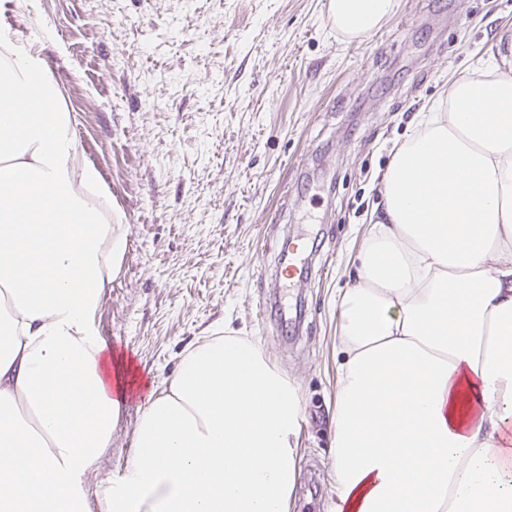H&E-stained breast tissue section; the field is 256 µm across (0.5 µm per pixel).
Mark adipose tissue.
I'll use <instances>...</instances> for the list:
<instances>
[{
	"label": "adipose tissue",
	"mask_w": 512,
	"mask_h": 512,
	"mask_svg": "<svg viewBox=\"0 0 512 512\" xmlns=\"http://www.w3.org/2000/svg\"><path fill=\"white\" fill-rule=\"evenodd\" d=\"M396 0H329L337 34ZM33 85L46 112H18ZM61 90L0 40V512H83L137 383L95 328L125 235L86 194ZM338 306L333 512H512V32L454 80L379 177ZM304 407L262 348L206 336L141 408L99 512H287Z\"/></svg>",
	"instance_id": "1"
}]
</instances>
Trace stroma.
I'll list each match as a JSON object with an SVG mask.
<instances>
[{
	"instance_id": "obj_1",
	"label": "stroma",
	"mask_w": 512,
	"mask_h": 512,
	"mask_svg": "<svg viewBox=\"0 0 512 512\" xmlns=\"http://www.w3.org/2000/svg\"><path fill=\"white\" fill-rule=\"evenodd\" d=\"M329 0H0V29L60 73L82 157L127 228L96 327L161 382L204 336L263 346L306 420L288 512H330L336 295L380 204L378 178L423 109L491 59L512 0H397L374 34L332 29ZM311 253L275 292L286 239ZM127 400L86 486L122 473Z\"/></svg>"
}]
</instances>
